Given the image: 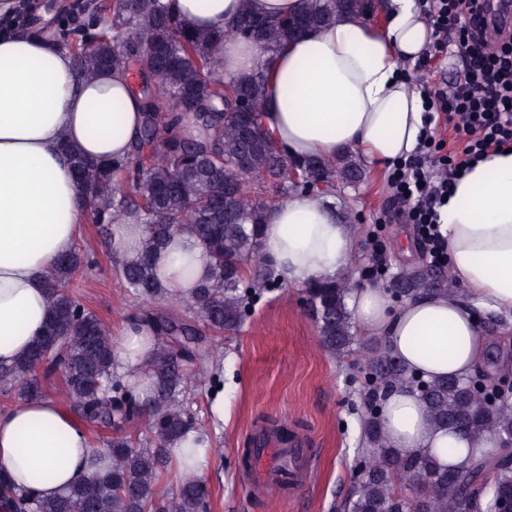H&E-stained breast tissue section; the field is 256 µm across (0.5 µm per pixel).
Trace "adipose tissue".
I'll return each mask as SVG.
<instances>
[{
	"label": "adipose tissue",
	"instance_id": "ef3b65f1",
	"mask_svg": "<svg viewBox=\"0 0 512 512\" xmlns=\"http://www.w3.org/2000/svg\"><path fill=\"white\" fill-rule=\"evenodd\" d=\"M301 0H172L189 27L216 29L242 9L288 15ZM383 23L353 14L307 30L273 57L265 83L266 129L294 158L326 160L360 149L378 163L406 158L424 127L422 99L400 64L419 58L431 29L415 0H387ZM74 60L48 33L0 36V366L11 365L42 335L50 311L45 277L72 251L85 224L84 199L63 145L104 164L126 157L142 113L127 74L106 71L79 83ZM448 259L471 303L429 294L394 306L389 291L362 285L350 300L354 317L426 380L482 370L489 342L477 309L512 312V152L498 151L452 185L440 211ZM262 249L280 277L304 285L335 276L357 250L349 225L323 197L303 193L276 207L262 226ZM168 293L188 294L209 276L196 240L174 237L156 261ZM156 338L128 321L117 341L123 373L142 376ZM391 447L461 464L469 448L490 439L434 429L408 387L390 391L380 414ZM88 429L52 398L0 411V471L40 499L59 496L89 477Z\"/></svg>",
	"mask_w": 512,
	"mask_h": 512
}]
</instances>
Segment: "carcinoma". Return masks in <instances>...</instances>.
<instances>
[{"instance_id": "carcinoma-1", "label": "carcinoma", "mask_w": 512, "mask_h": 512, "mask_svg": "<svg viewBox=\"0 0 512 512\" xmlns=\"http://www.w3.org/2000/svg\"><path fill=\"white\" fill-rule=\"evenodd\" d=\"M369 2L302 0L299 12L288 17L257 16L245 7L234 21L213 30L189 28L167 0L83 5L101 27L66 44L77 80L90 81L103 69H136L141 75L134 92L143 126L126 159L103 165L67 148L92 222L109 227L128 219L145 226L139 252L117 267L131 294L146 301L165 296L154 258L172 236L187 233L210 266L208 279L188 302L213 331L235 330L245 316L249 290L276 279L261 244L270 211L309 186L361 180L364 169L353 155L332 161L292 158L256 117L269 61L281 44L306 28L334 22L343 12L368 16ZM229 39L251 41L261 52L242 78H227L218 69V54ZM188 119L196 129L191 137L182 132ZM83 266L85 258L75 249L49 272V322L26 355L0 367V392L15 401L43 396L39 375L50 370L53 354L63 352L64 401L87 424L114 430L100 448L110 465L52 500L29 495L0 473V512H205L206 481L188 479L170 498L159 482L179 441L200 432L185 407L198 378L183 368L178 347L189 349L192 359L204 360L209 353L189 326L179 342L169 335L173 319L158 324L160 339L147 372L151 396L142 404L139 383L113 370L112 333L69 291ZM392 288L401 299L446 294L448 273L443 267L417 266L397 276ZM349 291L347 283L332 279L305 288L323 346L340 357L354 355L357 341ZM366 384L376 392L413 388L438 430L466 429L502 447L512 444V386L484 373L425 381L374 340ZM141 421L154 435L152 448L141 446L130 432ZM363 434L358 494L342 503L343 512H501L512 505V458L506 453L489 448L478 458L447 466L429 454L392 448L375 401L365 402Z\"/></svg>"}]
</instances>
